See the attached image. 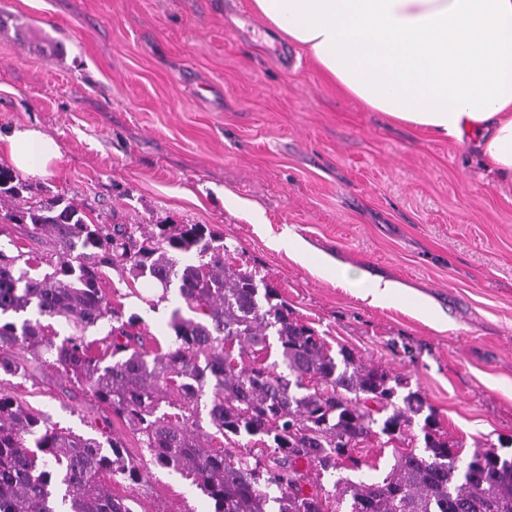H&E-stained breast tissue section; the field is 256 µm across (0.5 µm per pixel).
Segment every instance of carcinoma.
Masks as SVG:
<instances>
[{"instance_id":"carcinoma-1","label":"carcinoma","mask_w":512,"mask_h":512,"mask_svg":"<svg viewBox=\"0 0 512 512\" xmlns=\"http://www.w3.org/2000/svg\"><path fill=\"white\" fill-rule=\"evenodd\" d=\"M28 191L0 164V208L13 205L12 223L49 245L40 257L0 248V375L57 369L140 434L150 463L191 481L210 512H329V493L305 491L311 476L361 471L355 449L372 441L393 446L394 463L383 477H338L335 501L350 496L351 512H512V458L477 446L461 463L463 444L448 442L433 412L424 446L403 447L420 394L399 396L404 378L346 348L333 356L277 289L226 262L229 247L208 225L99 224L61 198L19 203ZM104 267L160 288L145 299L153 310L177 289L191 315L171 312L166 350H146L142 317L110 305ZM44 318L73 333L56 341ZM105 321L96 352L86 333ZM271 336L280 361L269 363ZM217 435L258 443L266 458L215 448ZM142 478L120 438L60 431L0 389V512H135L112 484Z\"/></svg>"}]
</instances>
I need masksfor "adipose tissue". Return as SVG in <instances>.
Returning a JSON list of instances; mask_svg holds the SVG:
<instances>
[{
  "instance_id": "adipose-tissue-1",
  "label": "adipose tissue",
  "mask_w": 512,
  "mask_h": 512,
  "mask_svg": "<svg viewBox=\"0 0 512 512\" xmlns=\"http://www.w3.org/2000/svg\"><path fill=\"white\" fill-rule=\"evenodd\" d=\"M326 80L371 111L451 141L472 137L512 181V0H252ZM11 165L36 175L60 155L34 128L5 135Z\"/></svg>"
}]
</instances>
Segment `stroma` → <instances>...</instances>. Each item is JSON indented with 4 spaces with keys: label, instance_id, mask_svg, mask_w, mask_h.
I'll list each match as a JSON object with an SVG mask.
<instances>
[{
    "label": "stroma",
    "instance_id": "1",
    "mask_svg": "<svg viewBox=\"0 0 512 512\" xmlns=\"http://www.w3.org/2000/svg\"><path fill=\"white\" fill-rule=\"evenodd\" d=\"M251 0H0V133L34 127L61 156L29 177L38 199L78 202L104 224H208L233 265L272 281L331 350L401 375L465 448L512 455V183L490 176L473 141L391 121L329 84ZM262 210L252 223L244 204ZM293 233L298 262L275 246ZM406 293L368 304L323 270V256ZM112 306L143 313L167 346L170 298L105 269ZM0 385L57 427L116 435L80 388L46 370ZM137 512H209L189 480L148 466L114 485Z\"/></svg>",
    "mask_w": 512,
    "mask_h": 512
}]
</instances>
